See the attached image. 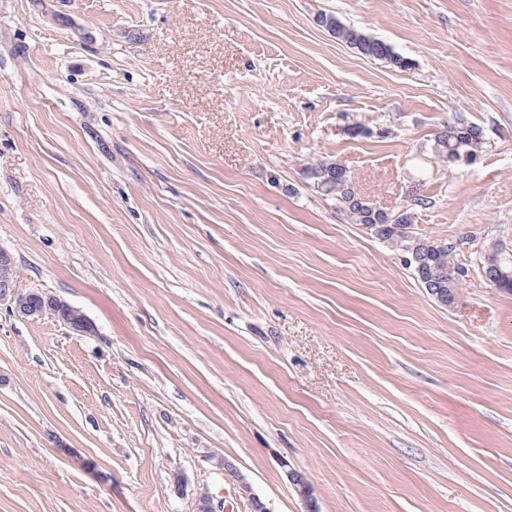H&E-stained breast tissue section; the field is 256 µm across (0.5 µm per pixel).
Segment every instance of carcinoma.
<instances>
[{"label":"carcinoma","instance_id":"carcinoma-1","mask_svg":"<svg viewBox=\"0 0 512 512\" xmlns=\"http://www.w3.org/2000/svg\"><path fill=\"white\" fill-rule=\"evenodd\" d=\"M317 23L365 56L384 60L399 69L410 65V61L396 54L384 41L343 25L333 14L318 15ZM483 145V134L477 126L459 123L438 133L430 144V152L443 163L458 164L465 157L479 155ZM304 176L317 192L335 202L336 209L350 223L375 225L378 228L376 237L399 254L407 249H416L418 261L410 264L409 269L419 284L433 283L429 295L441 305L452 307L457 304L463 278L456 275L455 268L459 263L454 251L439 246L438 238L423 235L394 219L395 213L388 214L383 208L377 209L376 203L361 194L352 172L343 170L342 164L320 159L306 167ZM483 271L498 287L512 291V282L502 281L503 274L512 273L511 255H492L484 262Z\"/></svg>","mask_w":512,"mask_h":512}]
</instances>
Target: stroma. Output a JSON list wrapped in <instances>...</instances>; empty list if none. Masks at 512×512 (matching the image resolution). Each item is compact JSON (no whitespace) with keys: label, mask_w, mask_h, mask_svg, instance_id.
<instances>
[{"label":"stroma","mask_w":512,"mask_h":512,"mask_svg":"<svg viewBox=\"0 0 512 512\" xmlns=\"http://www.w3.org/2000/svg\"><path fill=\"white\" fill-rule=\"evenodd\" d=\"M461 120L477 162L430 158ZM324 158L465 238L454 307L307 183ZM495 242L512 0H0V248L92 326L0 304V512H512ZM317 18L318 25L331 32L336 38L356 48L363 55L378 60H385L393 67L399 69H405L410 65V62L396 54L390 45L343 25L335 15L322 13ZM489 261H483V271L485 276L493 282V284H497L503 277L504 273H512V256L509 254H502L497 257V255H492V257L488 258Z\"/></svg>","instance_id":"stroma-1"}]
</instances>
